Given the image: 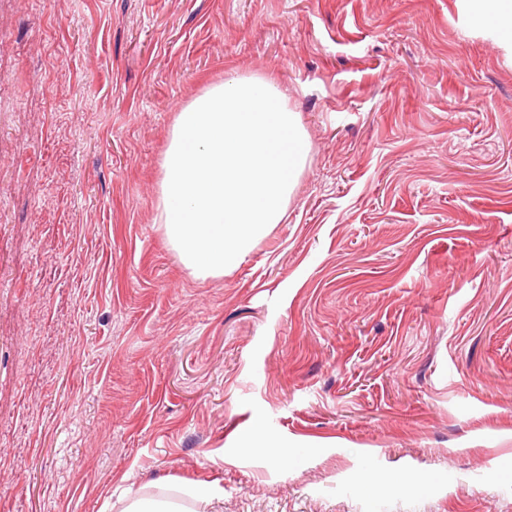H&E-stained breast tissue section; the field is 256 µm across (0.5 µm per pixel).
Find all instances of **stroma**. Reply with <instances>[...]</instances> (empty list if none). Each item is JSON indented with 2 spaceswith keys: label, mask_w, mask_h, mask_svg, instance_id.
<instances>
[{
  "label": "stroma",
  "mask_w": 512,
  "mask_h": 512,
  "mask_svg": "<svg viewBox=\"0 0 512 512\" xmlns=\"http://www.w3.org/2000/svg\"><path fill=\"white\" fill-rule=\"evenodd\" d=\"M236 73L309 162L200 278L161 163ZM136 501L512 512V56L472 0L0 7V512Z\"/></svg>",
  "instance_id": "obj_1"
}]
</instances>
